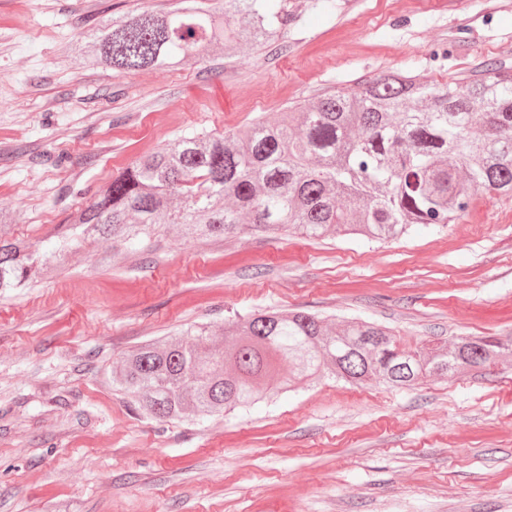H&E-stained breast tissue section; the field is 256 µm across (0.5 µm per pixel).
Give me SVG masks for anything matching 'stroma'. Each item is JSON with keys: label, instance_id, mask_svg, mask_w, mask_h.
Returning a JSON list of instances; mask_svg holds the SVG:
<instances>
[{"label": "stroma", "instance_id": "1", "mask_svg": "<svg viewBox=\"0 0 512 512\" xmlns=\"http://www.w3.org/2000/svg\"><path fill=\"white\" fill-rule=\"evenodd\" d=\"M180 0H0V207L49 229L142 154L389 70L441 84L512 67V0H282L263 45L192 68L81 70L60 49ZM110 263H102V253ZM305 310L402 345L512 336V198L389 242L245 230L84 246L0 295V512H512V357L410 389L323 378L210 419L159 423L110 382L194 325Z\"/></svg>", "mask_w": 512, "mask_h": 512}]
</instances>
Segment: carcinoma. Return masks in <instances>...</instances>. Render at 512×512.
I'll return each mask as SVG.
<instances>
[{
  "label": "carcinoma",
  "instance_id": "carcinoma-1",
  "mask_svg": "<svg viewBox=\"0 0 512 512\" xmlns=\"http://www.w3.org/2000/svg\"><path fill=\"white\" fill-rule=\"evenodd\" d=\"M292 17L276 0H180L168 11L119 16L80 45L81 68L135 72L231 58L267 42ZM512 196V69L490 64L443 86L383 73L355 91L270 112L243 133L190 132L112 176L84 208L48 231L52 251L10 236L0 208V293L30 288L87 243L144 241L177 231L206 240L245 228L395 239L415 224H449L472 197ZM207 325L124 356L111 375L140 414L157 420L248 408L290 382L336 376L411 387L512 356V336H459L406 349L366 321L331 328L305 312Z\"/></svg>",
  "mask_w": 512,
  "mask_h": 512
}]
</instances>
